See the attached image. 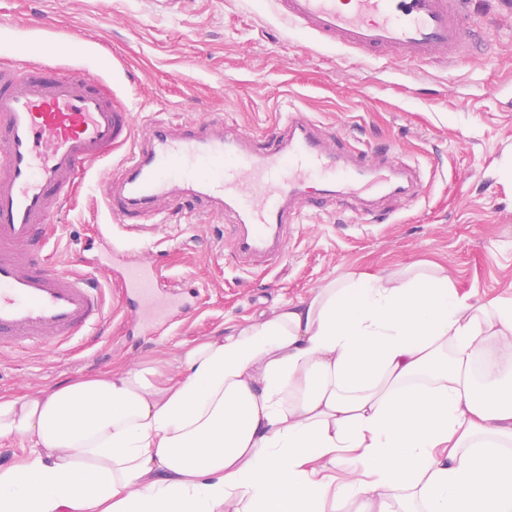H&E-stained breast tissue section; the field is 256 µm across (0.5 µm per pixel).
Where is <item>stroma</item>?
Listing matches in <instances>:
<instances>
[{"label":"stroma","instance_id":"obj_1","mask_svg":"<svg viewBox=\"0 0 512 512\" xmlns=\"http://www.w3.org/2000/svg\"><path fill=\"white\" fill-rule=\"evenodd\" d=\"M489 21L488 47L457 65L403 62L325 44L290 25L275 0H0V64L20 65L29 33L80 31L68 66L101 75L137 129L220 122L257 134L302 110L362 148L419 164L427 188L383 206L387 219L330 198L292 225L276 266L236 265L234 229L221 213L163 201L161 223L136 234L140 262L162 287L183 286L189 307L157 333L132 326L123 290L101 269L112 218L106 190L122 170L117 149L79 177L57 209L47 254L106 283L105 321L72 349L0 353V397L117 368L177 377L185 346L229 333L333 278L386 273L420 261L444 267L460 293L512 296V0H472Z\"/></svg>","mask_w":512,"mask_h":512}]
</instances>
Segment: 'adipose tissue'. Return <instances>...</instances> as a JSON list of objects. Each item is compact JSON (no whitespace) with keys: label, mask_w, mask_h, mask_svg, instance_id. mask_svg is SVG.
Wrapping results in <instances>:
<instances>
[{"label":"adipose tissue","mask_w":512,"mask_h":512,"mask_svg":"<svg viewBox=\"0 0 512 512\" xmlns=\"http://www.w3.org/2000/svg\"><path fill=\"white\" fill-rule=\"evenodd\" d=\"M0 512H512V298L334 279L186 347L0 399Z\"/></svg>","instance_id":"ef3b65f1"}]
</instances>
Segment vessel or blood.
I'll use <instances>...</instances> for the list:
<instances>
[{
  "label": "vessel or blood",
  "instance_id": "vessel-or-blood-1",
  "mask_svg": "<svg viewBox=\"0 0 512 512\" xmlns=\"http://www.w3.org/2000/svg\"><path fill=\"white\" fill-rule=\"evenodd\" d=\"M288 22L322 42L408 62L436 54L456 64L482 29L470 0H277ZM130 109L116 103L100 75L53 65L0 66V350L62 348L82 340L105 317L91 275L44 262L43 235L79 171L120 146L122 188L106 195L126 229L156 217L159 199L177 184L202 209L233 214L234 256L242 266L273 267L299 207L339 191L351 201L402 197L420 185L402 161L351 149L324 135L305 112L246 138L213 125L158 124L135 138ZM107 262L125 305L151 332L166 322L169 301L158 294L155 269L137 262L126 241L110 240Z\"/></svg>",
  "mask_w": 512,
  "mask_h": 512
}]
</instances>
